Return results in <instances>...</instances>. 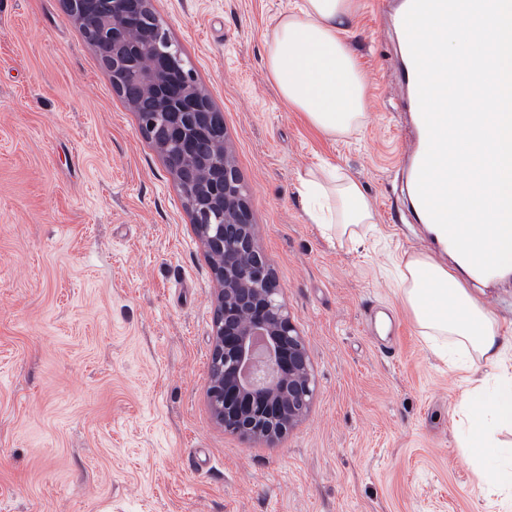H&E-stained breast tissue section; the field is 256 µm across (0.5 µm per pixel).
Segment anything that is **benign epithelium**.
Wrapping results in <instances>:
<instances>
[{
    "label": "benign epithelium",
    "instance_id": "benign-epithelium-1",
    "mask_svg": "<svg viewBox=\"0 0 512 512\" xmlns=\"http://www.w3.org/2000/svg\"><path fill=\"white\" fill-rule=\"evenodd\" d=\"M112 89L141 118L188 205L217 288L206 398L227 432L258 443L283 438L309 413L317 380L251 218L224 113L196 82L152 0H63Z\"/></svg>",
    "mask_w": 512,
    "mask_h": 512
}]
</instances>
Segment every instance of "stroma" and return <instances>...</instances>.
I'll return each instance as SVG.
<instances>
[{
    "label": "stroma",
    "mask_w": 512,
    "mask_h": 512,
    "mask_svg": "<svg viewBox=\"0 0 512 512\" xmlns=\"http://www.w3.org/2000/svg\"><path fill=\"white\" fill-rule=\"evenodd\" d=\"M355 0L344 37L369 119L323 136L281 98L265 36L296 0H154L224 114L252 219L318 381L274 445L205 396L215 283L183 199L62 0H0V512H512L460 433L483 372L438 358L397 286L426 253L405 202L397 37ZM375 218L326 236L321 162ZM512 337V280L467 282Z\"/></svg>",
    "instance_id": "1"
}]
</instances>
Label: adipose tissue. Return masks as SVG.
Returning <instances> with one entry per match:
<instances>
[{
    "mask_svg": "<svg viewBox=\"0 0 512 512\" xmlns=\"http://www.w3.org/2000/svg\"><path fill=\"white\" fill-rule=\"evenodd\" d=\"M354 13L353 0H303L282 15L267 40L266 68L288 104L304 112L323 135L336 137L367 118L365 87L340 24ZM317 223L336 237L358 239L373 210L357 181L335 167L300 179ZM403 300L422 335L448 342V353L468 366L498 369L493 383L466 403L469 429L462 446L479 469H491L512 495V446L498 438L512 430V373L504 372L505 339L494 313L476 301L448 268L423 253L408 255L401 274Z\"/></svg>",
    "mask_w": 512,
    "mask_h": 512,
    "instance_id": "1",
    "label": "adipose tissue"
}]
</instances>
